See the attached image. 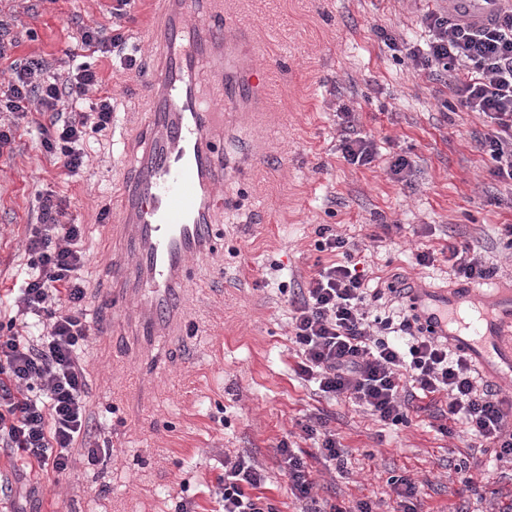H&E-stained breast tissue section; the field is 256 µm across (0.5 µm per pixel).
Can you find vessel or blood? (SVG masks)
I'll use <instances>...</instances> for the list:
<instances>
[{
  "label": "vessel or blood",
  "mask_w": 512,
  "mask_h": 512,
  "mask_svg": "<svg viewBox=\"0 0 512 512\" xmlns=\"http://www.w3.org/2000/svg\"><path fill=\"white\" fill-rule=\"evenodd\" d=\"M498 7L499 0H448L451 13L475 25ZM147 41L156 66L141 83V151L112 198L119 286L100 305L133 316L141 335L160 336L175 332L198 258L222 249L215 222L224 206V114L243 102L262 110L269 73L251 65L259 46L225 0H151ZM411 303L483 373L512 376V290L415 287Z\"/></svg>",
  "instance_id": "b4317fda"
}]
</instances>
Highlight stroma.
Returning a JSON list of instances; mask_svg holds the SVG:
<instances>
[{
    "label": "stroma",
    "instance_id": "obj_1",
    "mask_svg": "<svg viewBox=\"0 0 512 512\" xmlns=\"http://www.w3.org/2000/svg\"><path fill=\"white\" fill-rule=\"evenodd\" d=\"M115 0H0V82L11 60L39 55L60 72L78 26L121 28L137 62L119 59L101 72L112 95L108 131L90 134L87 170L67 176L46 156L35 124H21L0 150V313L15 315L14 289L26 261L38 195L65 199L85 227L82 276L87 303L112 290L115 249L97 221L121 179L122 135L140 123L147 55V0L115 17ZM433 0H240L235 10L254 29L271 69L273 94L264 111L233 112L224 123L223 249L200 267L204 288H188L184 335L133 342L122 355L114 338H132L134 321L116 316L114 331L97 334L86 353L90 439L108 441L96 465L76 462L66 474L30 468L0 448V512H174L187 500L196 512H218L214 491L225 456L247 455L267 477L264 494L277 512H301L288 492L280 440L310 466L318 501L354 512L358 502L396 512L390 478L415 481L421 512H479L462 493L461 457L481 458L467 435L439 433L431 410L411 412L406 426H383L362 408L314 394L293 372L288 337L290 289L305 286L326 224L358 242L371 287L393 274L422 288H452L448 263L411 266V250H439L449 239L477 245L493 264L497 286L512 287V251L501 228L512 224V189L489 174L479 147L490 127L472 112L444 108L454 95L446 78L415 68L376 37L381 26L397 40H426L424 16ZM356 114L357 131L372 141L371 166L347 164L339 151V106ZM405 156L410 184L391 178L390 161ZM390 231L371 242L380 225ZM323 412L348 449L345 474L328 471L313 441L297 437V420Z\"/></svg>",
    "mask_w": 512,
    "mask_h": 512
}]
</instances>
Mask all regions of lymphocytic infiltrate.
I'll return each instance as SVG.
<instances>
[{"label": "lymphocytic infiltrate", "instance_id": "lymphocytic-infiltrate-1", "mask_svg": "<svg viewBox=\"0 0 512 512\" xmlns=\"http://www.w3.org/2000/svg\"><path fill=\"white\" fill-rule=\"evenodd\" d=\"M427 40L409 47L416 67L449 76L460 107L476 113L493 131L480 146L492 159L493 176L512 186V7L475 26L439 7L426 13ZM75 48L66 49L68 68L49 75L43 58L28 57L10 65L12 80L0 112L12 114L0 123V148L12 142L20 119L36 112L40 146L62 163L69 175L86 164L81 144L87 132L112 124V96L100 70L78 59L79 52L108 55L124 50L120 30L85 25ZM339 150L348 164L371 165L376 153L354 128L355 114L341 108ZM317 251L331 254L319 264L292 303L289 333L301 380L313 383L325 397L345 398L386 425H404L416 398L444 402L440 433L462 432L490 451L500 467L512 468V391L484 380L469 355L433 336L425 328L402 277L386 288L370 287L356 262L357 248L329 226H319ZM84 227L70 218L62 200L42 196L37 222L30 230L27 276L19 290L20 313L36 318L19 332L15 318L0 319V446L44 472L70 470L75 449L88 463L108 455L109 445H90V417L85 396L88 373L84 350L91 336L86 313L87 289ZM447 260L460 281L478 283L495 274L475 245L448 243ZM393 305L396 318L377 316L378 307ZM315 440L326 462L340 465L344 450L324 417L300 424ZM278 453L288 464V489L306 512H323L313 494L315 480L303 457L288 441ZM266 476L248 456L225 457L216 494L222 512H274L261 496Z\"/></svg>", "mask_w": 512, "mask_h": 512}]
</instances>
